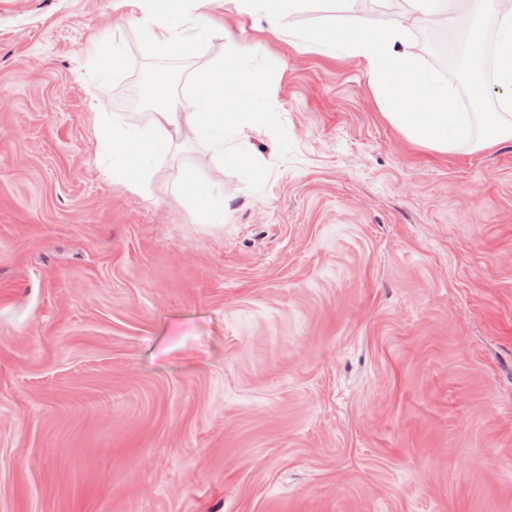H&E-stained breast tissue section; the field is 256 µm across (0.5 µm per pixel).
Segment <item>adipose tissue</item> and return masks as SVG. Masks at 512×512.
Masks as SVG:
<instances>
[{
  "instance_id": "1",
  "label": "adipose tissue",
  "mask_w": 512,
  "mask_h": 512,
  "mask_svg": "<svg viewBox=\"0 0 512 512\" xmlns=\"http://www.w3.org/2000/svg\"><path fill=\"white\" fill-rule=\"evenodd\" d=\"M216 0H120L129 8L148 46L158 54L192 55L213 32L209 12ZM262 71L244 67L237 56L217 57L193 76L186 103L161 99L146 125L121 113H97L98 135L112 151V178L134 194L153 178L158 158L186 137L205 142L214 155L239 164L242 150L233 139L246 138L253 100L245 90L262 85ZM238 104L235 112L225 103Z\"/></svg>"
}]
</instances>
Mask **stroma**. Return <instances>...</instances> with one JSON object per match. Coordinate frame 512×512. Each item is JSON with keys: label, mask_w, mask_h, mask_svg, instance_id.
<instances>
[{"label": "stroma", "mask_w": 512, "mask_h": 512, "mask_svg": "<svg viewBox=\"0 0 512 512\" xmlns=\"http://www.w3.org/2000/svg\"><path fill=\"white\" fill-rule=\"evenodd\" d=\"M216 19L175 60L117 0H0V512H512V140L425 148L361 57ZM234 50L243 165L106 178L91 100L152 111Z\"/></svg>", "instance_id": "35a3bbf8"}]
</instances>
